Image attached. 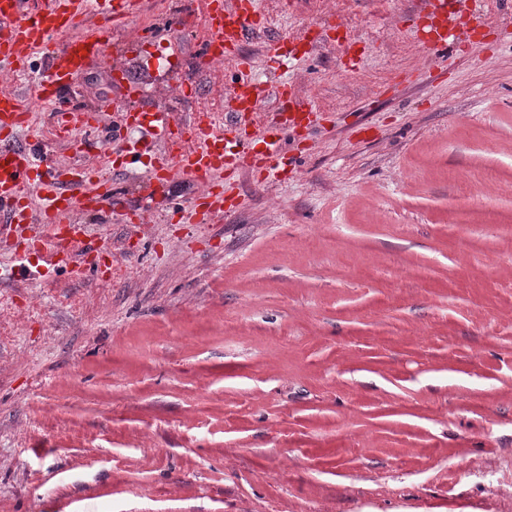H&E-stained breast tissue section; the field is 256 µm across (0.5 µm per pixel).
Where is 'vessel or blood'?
<instances>
[{"instance_id": "obj_1", "label": "vessel or blood", "mask_w": 512, "mask_h": 512, "mask_svg": "<svg viewBox=\"0 0 512 512\" xmlns=\"http://www.w3.org/2000/svg\"><path fill=\"white\" fill-rule=\"evenodd\" d=\"M214 17L211 44L225 54L237 55L243 40L258 24L254 0H209ZM139 8V0H44L32 8L28 0H0V66L26 64L34 53L48 61L46 73L32 87V98L49 101L56 113L60 137L73 134L70 125L71 100L68 91L86 56L105 57L111 42L110 32L127 28ZM94 15L109 20L111 29H91L81 36L73 31L82 18ZM463 31L448 37L440 22L430 23L419 40L421 52L434 56L448 42L469 40ZM276 97L278 111L264 134L242 128V115L257 111L268 98ZM304 107L292 86L269 89L241 74L230 95L224 125H217L211 113L200 110L188 116L185 124L193 132L188 147L168 148L176 117L166 110L136 112L123 109L127 127L137 131L122 156V166L150 155V169L142 175L141 189L146 198L165 192L175 175L204 183L205 189L194 198L198 223H210L233 200V178L241 172L268 179L284 165L280 138L292 130L297 113ZM30 114L24 100L15 93L0 90V128L28 122ZM115 198L109 176L88 166L42 165L31 150L0 140V209L9 214L0 234L30 232L34 248H49L51 257H64L76 231L77 211L108 213Z\"/></svg>"}]
</instances>
